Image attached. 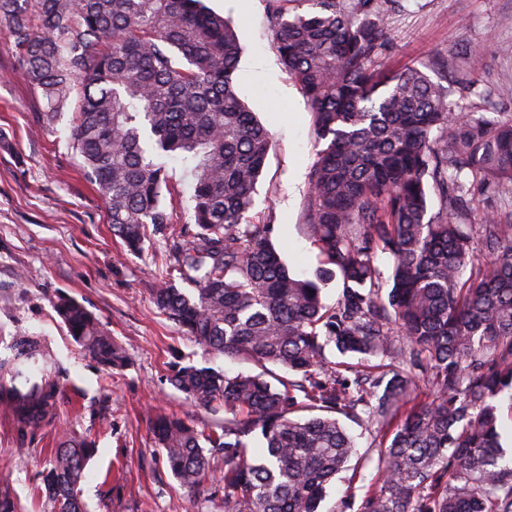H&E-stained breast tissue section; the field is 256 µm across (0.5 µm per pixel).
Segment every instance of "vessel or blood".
<instances>
[{"mask_svg": "<svg viewBox=\"0 0 512 512\" xmlns=\"http://www.w3.org/2000/svg\"><path fill=\"white\" fill-rule=\"evenodd\" d=\"M16 365L9 372L0 374V394L7 402L18 404L26 401L34 387L49 386L47 414H54L62 391V380L55 368V354L45 341L20 336L15 340Z\"/></svg>", "mask_w": 512, "mask_h": 512, "instance_id": "obj_1", "label": "vessel or blood"}]
</instances>
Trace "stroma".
Returning a JSON list of instances; mask_svg holds the SVG:
<instances>
[{"instance_id": "1", "label": "stroma", "mask_w": 512, "mask_h": 512, "mask_svg": "<svg viewBox=\"0 0 512 512\" xmlns=\"http://www.w3.org/2000/svg\"><path fill=\"white\" fill-rule=\"evenodd\" d=\"M384 2L390 49L381 70L417 65L437 81L474 77L476 86L455 97L458 112L512 116V0ZM204 4L234 23L243 47L233 75L237 93L273 134L252 220L274 225V243L292 272L311 274L320 256L301 226L318 145L306 99L274 45L268 2ZM256 57L266 60V72L245 68ZM44 106L40 92L17 73L0 30V342L45 337L63 367L52 420L21 438L0 424V474L27 512H42L31 493L62 431L73 429L98 440L83 485L88 512H188L186 493L154 443L147 411L189 418L205 431L223 423L224 413L186 402L169 382L168 364L178 355L231 373L254 366L204 350L159 313L150 290L167 269L163 244L150 242L132 254L113 235L107 205L69 144L68 120L50 130L37 126ZM62 293L82 303L122 349L123 368L100 366L68 337L54 309ZM102 409L103 421L97 417ZM343 425L357 454L328 486L321 512H355L354 502L377 473L373 429L349 418Z\"/></svg>"}]
</instances>
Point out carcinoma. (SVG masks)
I'll return each mask as SVG.
<instances>
[{
  "label": "carcinoma",
  "instance_id": "carcinoma-1",
  "mask_svg": "<svg viewBox=\"0 0 512 512\" xmlns=\"http://www.w3.org/2000/svg\"><path fill=\"white\" fill-rule=\"evenodd\" d=\"M268 9L326 141L309 176L305 229L322 258L312 278L290 272L273 225L250 216L272 137L233 87L241 45L223 16L200 0H0L19 73L46 102L37 121L52 127L72 110V148L113 234L134 254L164 243L176 275L152 289L157 310L202 347L260 368L174 365L169 381L190 403H223L224 430L156 414L155 443L191 507L211 495L220 460L224 512H319L356 453L340 414L380 436L358 512H512L501 428L502 408L512 413V211L469 223L467 182L512 197V118L456 112V89L418 67L379 76L382 0ZM171 159L191 180L194 232L172 225ZM433 192L440 214H429ZM379 252L393 260L386 290ZM335 278L328 306L321 284ZM55 308L103 367L125 364L79 302L61 296ZM419 380L435 392L428 405L412 404ZM43 412L16 408L19 434ZM95 452L92 437L62 435L37 490L46 512H84ZM0 512H21L6 484Z\"/></svg>",
  "mask_w": 512,
  "mask_h": 512
}]
</instances>
